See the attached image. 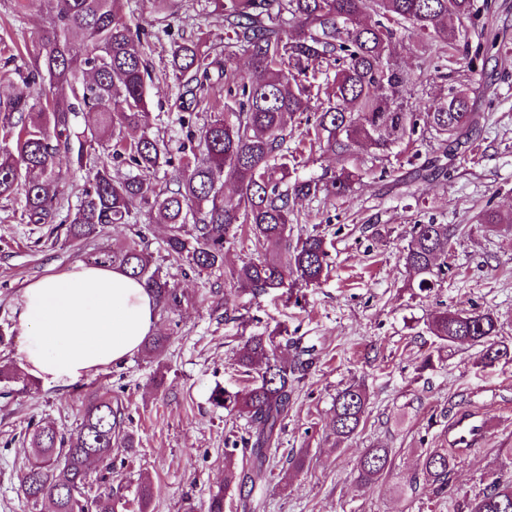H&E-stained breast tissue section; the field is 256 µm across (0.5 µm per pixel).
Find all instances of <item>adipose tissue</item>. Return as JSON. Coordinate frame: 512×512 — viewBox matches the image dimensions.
Wrapping results in <instances>:
<instances>
[{
	"label": "adipose tissue",
	"mask_w": 512,
	"mask_h": 512,
	"mask_svg": "<svg viewBox=\"0 0 512 512\" xmlns=\"http://www.w3.org/2000/svg\"><path fill=\"white\" fill-rule=\"evenodd\" d=\"M156 301L121 270L78 263L28 283L15 310L29 376L66 385L126 362L155 329Z\"/></svg>",
	"instance_id": "ef3b65f1"
}]
</instances>
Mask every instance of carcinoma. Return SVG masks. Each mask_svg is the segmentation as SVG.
I'll return each mask as SVG.
<instances>
[{
    "instance_id": "1",
    "label": "carcinoma",
    "mask_w": 512,
    "mask_h": 512,
    "mask_svg": "<svg viewBox=\"0 0 512 512\" xmlns=\"http://www.w3.org/2000/svg\"><path fill=\"white\" fill-rule=\"evenodd\" d=\"M224 17L228 45L248 55L251 69L237 77V92L203 127L198 144L175 169L174 187L159 188L151 175L172 165V150L151 132L146 94L147 63L136 45L140 30L123 14L120 0H54L42 50L32 68L0 96V199L22 195V216L29 224H47L57 210L56 158L76 155L86 168L80 203L67 226L75 241L96 237L106 224H128L144 211L166 224L168 257L198 272L224 266V249L239 228L248 229L262 258L230 267L224 276L255 296L293 285L320 281L328 256L327 242L312 231L288 247V226L298 199L346 198L362 178L356 167H342L326 177H291L292 155L285 147L287 121L313 113L306 135L321 151L352 156L358 147L383 155L413 140L421 125L431 132L445 158L456 157L461 140L477 131L481 115L470 96L453 91L429 106L419 118L411 103L410 78L392 58L393 45L407 41L426 50L455 45L471 71L491 52L512 48L498 33L469 24L490 8L489 0H213ZM83 46L72 53L71 43ZM218 64L193 42L172 50L171 67L185 94L211 80ZM335 69L326 87L313 81ZM81 111L96 114V123L76 132ZM122 159L137 174L112 177V162ZM231 185L236 202L224 198ZM461 232L458 224H416L402 248L405 267L423 291L433 288L448 268V256ZM91 263L117 267L143 283L164 310L181 303L152 256L133 243L120 250H100ZM429 330L437 339L481 348L486 366L512 363V343L498 339L493 312L444 309L434 314ZM309 351L294 343L291 361L275 354L274 337L244 340L239 363L258 370L244 392L215 388L210 402L249 418L253 427L252 466L237 472L234 453L225 452L224 490L209 499L207 512H224V491L232 486L255 489L271 473L270 450L288 413L293 382L306 366ZM368 399L350 385L337 392L329 423L336 440L354 436L363 424ZM112 396L88 389L82 419L66 438L49 426L30 439L33 460L20 480L26 499L45 502L50 512H84L88 467L111 459L114 442L134 447L123 429ZM457 464L446 448L423 452L420 473L436 494L449 490ZM389 448L372 447L358 459L356 479L372 485L392 470ZM464 512H512V480L491 476L485 489L465 504Z\"/></svg>"
}]
</instances>
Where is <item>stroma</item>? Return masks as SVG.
Segmentation results:
<instances>
[{
  "instance_id": "stroma-1",
  "label": "stroma",
  "mask_w": 512,
  "mask_h": 512,
  "mask_svg": "<svg viewBox=\"0 0 512 512\" xmlns=\"http://www.w3.org/2000/svg\"><path fill=\"white\" fill-rule=\"evenodd\" d=\"M50 10L49 0H0V66L10 55L19 66L34 61ZM124 12L144 30L149 46L152 132L179 145L185 133L174 103L182 88L172 76L170 48L194 41L223 51L224 22L211 0H178L176 14L165 20L154 0H124ZM392 53L412 77L416 111L451 89L468 87L472 109L484 119L472 148L456 158L448 175L413 180L414 168L435 146L426 135L396 157L357 151L365 176L351 196L297 201L294 234L315 229L328 242V271L318 284L254 297L229 284L223 270L200 274L171 261L166 225L149 223L143 213L136 223L104 226L89 241L68 240L64 222L84 179L65 154L57 159L60 209L54 223H24L20 200H0V327H14V310L30 281L137 238L181 296L179 307L157 315L155 333L166 339L159 356L138 352L71 385L39 381L22 393L0 395V512H48L20 490L32 458L30 436L47 422L62 434L75 432L90 387L111 394L134 446L115 445L111 467L91 465L88 497L108 485L117 512H133L137 485L146 478L153 484L147 512H184L189 502L206 512L210 495L225 489V449H234L238 465L249 459L246 418L213 407L209 396L218 386L238 391L251 383L237 353L252 335L273 337L285 358L286 340L299 336L314 355L294 382L271 460L273 475L257 506L243 508L239 491L225 489L224 512H457L458 502L481 492L490 474L512 479V365L483 367L479 348L443 347L427 331L436 310L474 308L492 311L500 337L512 342V223H477L487 210L512 214V54L488 60L482 74L472 77L451 63L447 47L435 70L407 46ZM306 127L303 114L288 124L298 175H333L342 157L310 150ZM431 223L461 224L469 231L435 288L422 291L400 251L413 225ZM352 384L367 392L366 418L356 435L340 443L329 430L333 399ZM473 412L489 421L491 432L456 450L452 494L436 496L419 477L420 456L450 447V428ZM377 445L392 448V471L373 485H359L356 461ZM293 456L301 458L300 469H290ZM407 476L418 482L399 493Z\"/></svg>"
}]
</instances>
